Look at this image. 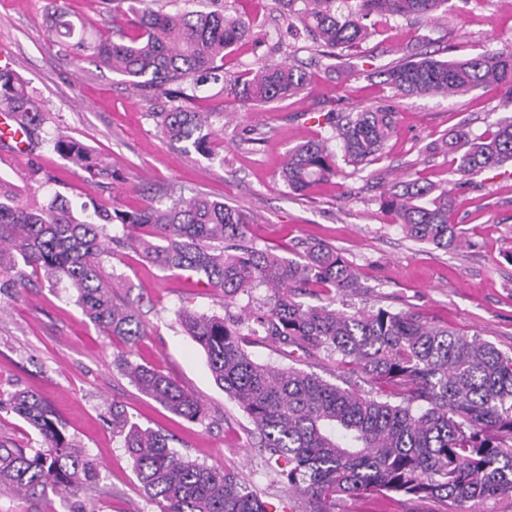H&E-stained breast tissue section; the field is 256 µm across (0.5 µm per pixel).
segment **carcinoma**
Returning a JSON list of instances; mask_svg holds the SVG:
<instances>
[{
    "label": "carcinoma",
    "instance_id": "obj_1",
    "mask_svg": "<svg viewBox=\"0 0 512 512\" xmlns=\"http://www.w3.org/2000/svg\"><path fill=\"white\" fill-rule=\"evenodd\" d=\"M110 21L97 31L80 28L58 7L59 43L89 51L99 66L120 76L159 104L149 113L165 139L203 156L213 155L216 133L209 116L194 112L198 81L254 105L269 104L307 89L305 68L292 63L228 72L226 52L249 35L250 23L232 15L224 0L209 11L175 13L156 0H108ZM288 27L312 42L323 58L358 47L372 34L374 16H431L448 0H274ZM391 94L363 110L327 113L345 161H378L398 123L401 98L464 95L497 85L502 107L512 109V48L441 60L419 55L368 72ZM0 108L19 115L29 146L43 143L41 107L20 76L0 68ZM53 150L79 167L92 185L110 183L112 165L83 142L66 135ZM453 156L465 181L512 163V114L475 135L460 126L428 146ZM339 173L329 139L311 140L288 152L281 178L297 193ZM456 195L446 187L405 174L380 195L407 236L447 250L457 240L450 215ZM240 209L196 193L165 204L128 211L104 206L81 220L61 194L51 200L20 196L0 179V276L13 288L30 278L62 282L75 292L83 315L108 336L134 344L145 335L133 305L114 297L104 262L132 249L161 270L198 277L224 292V316L191 310L178 321L203 349L215 383L247 414L267 461L288 487V512H336V502L371 495L405 501L438 500L449 512H481L480 505L512 496V354L477 334L428 321L416 310L389 308L345 312L336 297L358 288L357 271L327 245L303 247L297 257L258 247L247 235ZM122 235H108L107 226ZM30 273L19 270V265ZM267 291L260 301L254 292ZM316 296L306 304L300 297ZM247 304L235 311L237 298ZM311 359L330 361L342 383L290 366L260 363L250 338ZM131 382L164 409L205 419L197 396L153 367L125 360ZM367 384L370 389L362 388ZM7 405L43 439L41 448L0 440V494L77 498L100 479L102 464L82 454L62 424L32 390L0 392ZM112 434L123 439L134 471L158 512H269L246 478L190 461L158 430L133 422L112 403Z\"/></svg>",
    "mask_w": 512,
    "mask_h": 512
}]
</instances>
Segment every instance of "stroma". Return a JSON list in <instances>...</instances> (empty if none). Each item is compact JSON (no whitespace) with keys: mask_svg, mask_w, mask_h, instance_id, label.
<instances>
[{"mask_svg":"<svg viewBox=\"0 0 512 512\" xmlns=\"http://www.w3.org/2000/svg\"><path fill=\"white\" fill-rule=\"evenodd\" d=\"M230 11L251 21L249 40L224 60L229 71L287 62L278 50L285 25L272 0H228ZM53 0H0V67L11 66L46 115V143L19 157L0 150V178L22 194L45 198L60 193L76 203L102 204L119 211L167 201L182 191L204 193L249 216V234L258 246L292 251L321 243L335 247L360 274V292L337 299V309L383 306L413 309L425 317L478 334L512 353V176L491 171L460 192L451 221L460 241L444 251L409 239L379 207L380 192L401 173L446 183L451 157L425 147L459 124L481 134L502 111L498 90L479 88L462 98L420 96L399 103L398 130L383 160L353 173L343 166L331 182L312 192L291 193L279 171L296 145L331 137L323 116L336 96L360 110L384 91L365 77L369 66L391 65L414 53L439 59L470 57L512 47V6L501 0H448L434 17H390L357 50L355 71L346 75L311 63L298 52L312 82L296 97L261 106L244 105L206 84L196 110L212 115L223 144L212 157L185 153L164 140L141 98L123 76L79 61L56 43ZM73 137L108 156L118 178L111 187L87 183L83 172L63 160L50 140ZM46 182L31 183V168ZM119 281L122 300L138 307L147 334L134 346L111 341L82 314L71 290L32 281L16 292L0 278V390L30 389L55 411L66 432L87 454L102 462L99 483L80 501L50 493L19 498L0 495V512H156L122 446L114 437L108 408L120 402L132 420L172 436L182 456L210 466L243 472L262 501L278 505L287 487L267 467L248 416L214 382L203 350L183 331L179 311L224 312L221 291L202 287L178 271H161L125 250L105 265ZM253 358L294 366L334 380L326 360L251 346ZM160 369L203 403L207 417L192 422L141 394L115 364L118 354ZM336 512H444L433 501L403 504L382 496L349 499Z\"/></svg>","mask_w":512,"mask_h":512,"instance_id":"stroma-1","label":"stroma"}]
</instances>
